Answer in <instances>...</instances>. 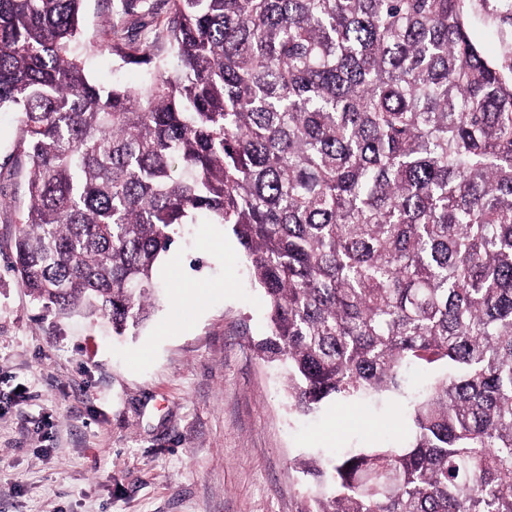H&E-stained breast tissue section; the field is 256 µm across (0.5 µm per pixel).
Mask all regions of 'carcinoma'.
<instances>
[{
	"label": "carcinoma",
	"mask_w": 512,
	"mask_h": 512,
	"mask_svg": "<svg viewBox=\"0 0 512 512\" xmlns=\"http://www.w3.org/2000/svg\"><path fill=\"white\" fill-rule=\"evenodd\" d=\"M82 2L0 0L21 286L121 336L177 228L228 224L292 406L407 403L403 445L303 463L312 512H512V0H153L105 32L136 89ZM86 67L91 79L96 83L137 86L141 82L144 66L124 65L109 51L88 52Z\"/></svg>",
	"instance_id": "1"
}]
</instances>
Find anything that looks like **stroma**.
<instances>
[{
  "label": "stroma",
  "instance_id": "obj_1",
  "mask_svg": "<svg viewBox=\"0 0 512 512\" xmlns=\"http://www.w3.org/2000/svg\"><path fill=\"white\" fill-rule=\"evenodd\" d=\"M117 21L132 22L121 0H84L86 67L136 86L143 67L92 49ZM18 139L16 113L0 112V512H312L301 460L402 444L393 395L290 409L283 370L253 348L263 292L230 228L208 218L159 261L152 316L129 335L33 300L11 271L27 205ZM186 270L200 281L182 303Z\"/></svg>",
  "mask_w": 512,
  "mask_h": 512
}]
</instances>
